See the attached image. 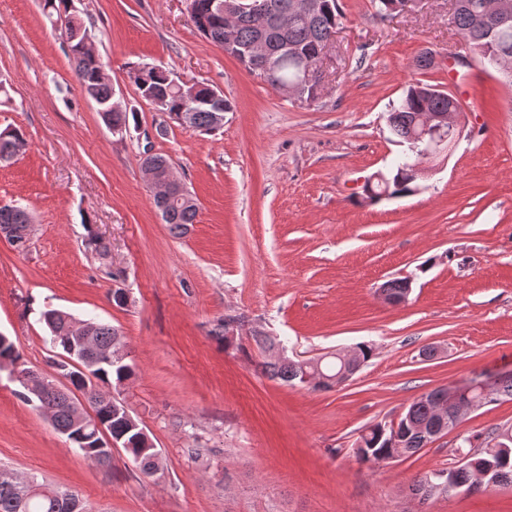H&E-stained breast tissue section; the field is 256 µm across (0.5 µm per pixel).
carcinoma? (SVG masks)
Wrapping results in <instances>:
<instances>
[{
  "label": "carcinoma",
  "instance_id": "1",
  "mask_svg": "<svg viewBox=\"0 0 512 512\" xmlns=\"http://www.w3.org/2000/svg\"><path fill=\"white\" fill-rule=\"evenodd\" d=\"M268 11L246 17L234 22V35L241 46L251 44L262 36L270 48L274 61V69L267 75L265 82L272 87L282 83H290L300 77L295 63L282 56L280 51L281 36L274 25V15L293 4V0H266ZM316 12L308 17H297L288 31V42L300 50L305 56L324 48L330 37L336 32L342 18L339 0H316ZM465 6L453 10V20L458 32L462 35L469 49L478 59L487 55L506 54L507 63L512 66V13L503 17L500 10L502 0H463ZM194 9L189 13L192 26L205 39L220 45L224 42V26L228 19L215 12L211 0H193ZM86 29L84 22L74 25L66 38L68 55L75 62L74 74L86 94L96 102L98 112L107 126L124 131L130 130V124H138L134 111H114L111 109L112 83L103 74L105 65L100 57L90 50H82L83 35ZM129 79L135 85L141 98L165 112L169 120L178 126L193 132H212L213 112L208 99L213 87L208 84L198 85L195 98L187 100L178 88L173 86L175 73L163 66H152L145 70L142 64L130 68ZM430 85L421 82L409 84L400 100L392 105L387 115L390 132L398 138V143L407 147V152L399 156L387 173L390 195L401 197L418 188L421 179L416 173L417 164L410 161V155H419V149L410 142L411 126L415 116L422 112L448 111V93L443 91L435 96L425 93ZM22 133L13 128L0 131V161L10 160L23 145ZM167 217L164 223L175 235L184 233L186 227L195 223L197 216L196 204H185L177 200L170 202L166 208ZM32 218L28 210L20 205L0 206V229L15 227L28 229ZM73 315L57 309H48L41 313L49 336L45 341L57 353L50 359L55 369V376L50 379L54 383L60 379L65 384L56 390L38 397L33 390L25 386L19 396L36 407L45 416H50L53 427L82 452L94 466L112 468L107 450L95 447L90 434L83 431L77 421V408L81 406L78 394H86V375L74 366L79 363L87 365L85 356H98L95 377L97 385L113 390V394L104 397L89 396L87 400L94 405L100 419L112 429V439L118 442L135 468L145 477L159 480L164 475L162 455L144 426L133 415L125 402L116 397L126 381L135 375V364L125 352L123 336L114 326L96 320L84 319L85 335L88 344L82 345L81 340L69 334V326ZM255 343L269 355L262 363L264 374L272 379H279L292 386L302 384L301 367L298 362L277 353L279 345L262 335L253 336ZM8 359L19 364V371L29 372L22 353L6 336L0 334V359ZM445 392L436 388L428 393V399L416 400L399 418V426L404 432V441L400 448L385 447L386 437L381 434V424L377 423L365 429L360 435L364 445L355 448V454L363 462H378L395 454L410 457L420 450L422 438L419 436V425L434 416L431 398ZM477 466L491 469L488 480L494 485L512 483V433L502 431L485 442V445L474 454ZM5 468H0V512H83L85 505L80 503L78 496L60 490L35 476L26 478H6ZM455 484L468 492H479L488 489L486 485L474 483L470 472L455 473Z\"/></svg>",
  "mask_w": 512,
  "mask_h": 512
}]
</instances>
